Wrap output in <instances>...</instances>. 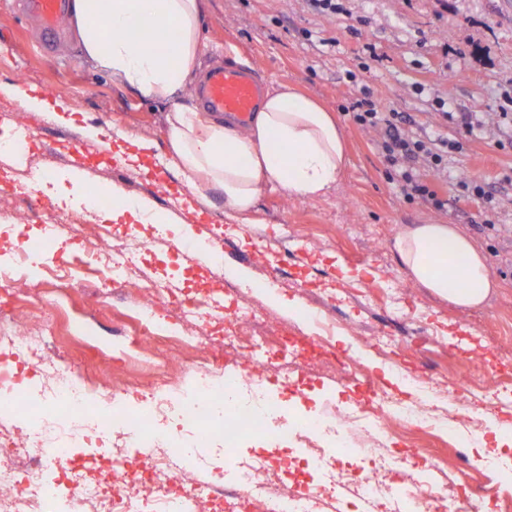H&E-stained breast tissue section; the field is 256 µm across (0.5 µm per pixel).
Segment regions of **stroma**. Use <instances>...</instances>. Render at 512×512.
<instances>
[{
    "label": "stroma",
    "mask_w": 512,
    "mask_h": 512,
    "mask_svg": "<svg viewBox=\"0 0 512 512\" xmlns=\"http://www.w3.org/2000/svg\"><path fill=\"white\" fill-rule=\"evenodd\" d=\"M343 11L332 16L313 8L310 0H207L202 16L205 45L201 71L233 64L256 70L265 85L294 84L332 110L347 140L349 165L343 179L326 196L301 200L278 188L267 189L252 212L234 217L216 192L198 193L166 164L164 102L146 97L113 79L86 59L75 32L54 49L42 48L36 23L21 0H0V86L22 80L44 95H55L72 114L71 125L47 120L36 112L24 120L36 134L37 153H0V180H13L41 162L54 173L45 189H28L30 226L43 223L47 204L65 199L77 203L75 184L105 186L136 196L150 211L163 212L174 230L188 224L224 227V262L215 266L201 252L159 254L174 279H193L204 286H237L233 269L259 272L269 265L265 283L285 287L283 305H272L261 293L254 304L264 314L288 322L291 303L327 312L336 322L333 340L342 361L359 363L378 381L398 372L397 363L377 349L358 344L354 331L387 342L407 338L419 352L411 368L448 384L471 377L485 380L478 397L449 399L458 420L483 413L508 417L497 392V377H512V276L499 270L512 262V124L485 125L468 135L449 120L452 112L512 113V0H342ZM355 71L357 82L345 79ZM369 88L382 111L410 116L413 129L459 142L449 153L448 168L432 176L448 208L439 212L419 198L408 197L384 169L373 134L355 124L346 107ZM92 121L111 130L110 146L83 139L82 127ZM154 143L147 170L132 167L125 149L129 138ZM82 139L89 161L104 169L91 174L72 168L65 141ZM160 171L168 188L154 185L150 174ZM470 177L481 182L486 196L463 190ZM509 225L494 238L479 231L485 219ZM408 224H452L487 255L499 283L488 301L476 308H459L415 285L391 249L397 230ZM362 270L361 279L343 280L342 268ZM43 310H57L67 331L58 344L82 360L89 380H100L105 365L92 352L111 351L118 337L132 335L123 306L112 289L97 287L92 274L59 282L53 295L41 300ZM355 391L333 379L319 381L302 399L284 395L283 405L294 413L346 406ZM492 433L479 423L468 434L470 462L457 460L453 448L429 435H419L415 447L430 459L428 478L481 484L485 475L472 461L512 460V447L492 450ZM268 436L250 439L244 448L196 449L194 463L231 472L237 456L273 447Z\"/></svg>",
    "instance_id": "1"
}]
</instances>
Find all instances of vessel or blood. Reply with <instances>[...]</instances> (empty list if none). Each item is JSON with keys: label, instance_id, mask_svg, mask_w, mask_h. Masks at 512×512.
<instances>
[{"label": "vessel or blood", "instance_id": "obj_1", "mask_svg": "<svg viewBox=\"0 0 512 512\" xmlns=\"http://www.w3.org/2000/svg\"><path fill=\"white\" fill-rule=\"evenodd\" d=\"M26 11L40 25L47 41H55L67 12V0H24ZM264 83L251 69L224 65L210 70L195 89L200 106L222 113L237 126H247L258 109Z\"/></svg>", "mask_w": 512, "mask_h": 512}]
</instances>
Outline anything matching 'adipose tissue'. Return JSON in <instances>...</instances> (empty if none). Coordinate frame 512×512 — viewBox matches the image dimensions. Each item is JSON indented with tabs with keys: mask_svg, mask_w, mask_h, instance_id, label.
<instances>
[{
	"mask_svg": "<svg viewBox=\"0 0 512 512\" xmlns=\"http://www.w3.org/2000/svg\"><path fill=\"white\" fill-rule=\"evenodd\" d=\"M204 0H73L70 19L86 55L145 96L169 101L168 164L191 187L223 194L242 215L263 189L324 196L347 166L345 136L324 104L294 86H273L247 131L175 100L200 65ZM392 249L411 280L461 308L494 292L488 259L452 224H410Z\"/></svg>",
	"mask_w": 512,
	"mask_h": 512,
	"instance_id": "obj_1",
	"label": "adipose tissue"
}]
</instances>
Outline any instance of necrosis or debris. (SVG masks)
Here are the masks:
<instances>
[{
  "instance_id": "1",
  "label": "necrosis or debris",
  "mask_w": 512,
  "mask_h": 512,
  "mask_svg": "<svg viewBox=\"0 0 512 512\" xmlns=\"http://www.w3.org/2000/svg\"><path fill=\"white\" fill-rule=\"evenodd\" d=\"M0 198L11 218L0 234L14 239L10 260L0 264V287L33 295L23 268L62 246H70V260L48 264L45 283L73 276L85 255H96L100 275L129 286L127 316L140 328L137 353L154 372L155 390L140 416L95 409V400L137 393L138 384L88 380L81 363L57 347L53 313L30 324L0 313V512H310L340 487L356 490L341 512H403L408 502L414 512H448L459 498L465 512H477L482 486L437 485L413 469L417 449L391 457L379 447L380 439L395 434H446L453 421L436 415L435 405L447 399V384L421 376L415 383L426 400L394 401L374 390L364 371L336 362L333 319L302 310L297 324L317 329L305 337L301 352L308 379L333 376L366 395L329 415L287 420L270 389L288 378L280 355L295 326L271 323L244 289L214 295L173 285L164 269L148 261L158 253L154 225L118 231L78 210L56 207L47 214L53 232L33 240L25 232L24 195L5 188ZM160 308L173 313V328L153 324L152 313ZM217 323L224 327L223 347L203 346ZM33 375L54 412L40 414L27 388ZM185 375L195 380L193 397H169ZM255 430L296 441L304 453H255L237 462L229 480L186 467L191 449L218 442L231 448Z\"/></svg>"
}]
</instances>
